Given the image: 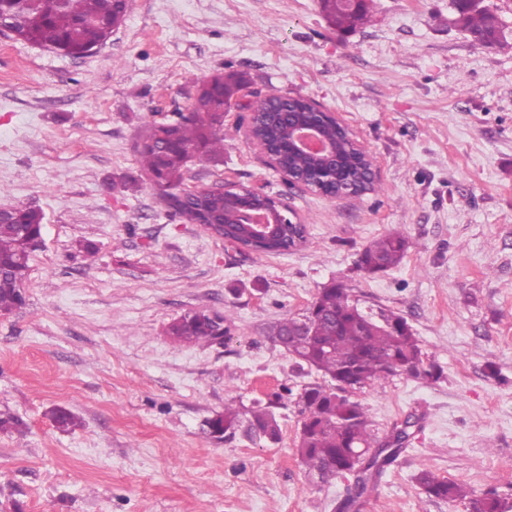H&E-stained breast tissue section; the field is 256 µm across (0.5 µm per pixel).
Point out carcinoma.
Here are the masks:
<instances>
[{
  "label": "carcinoma",
  "mask_w": 512,
  "mask_h": 512,
  "mask_svg": "<svg viewBox=\"0 0 512 512\" xmlns=\"http://www.w3.org/2000/svg\"><path fill=\"white\" fill-rule=\"evenodd\" d=\"M329 22L347 32L371 22L367 0H321ZM120 0H0V18L11 27L12 35L28 43L82 57L107 41L124 17ZM461 28L472 36L487 38L485 45L499 43L504 29L499 16L485 5L456 11ZM244 82L235 73H217L198 89L188 112H178L169 122L146 127L137 152L146 175L144 189L167 209L188 223L197 221L202 211L224 210V196L204 192H184L185 175L195 159H217L224 154V109ZM44 214L41 210L17 206L0 208V313L23 308L30 257L41 236ZM408 242L400 233H389L373 240L358 253L356 267L375 274L398 266ZM307 312L313 334L295 335L299 318L285 317L271 326L273 339L286 336L282 348L320 374L325 382L309 383L299 394L300 419L298 455L306 473L318 482H327L346 473L345 464L359 468L358 495L369 490V471L379 470L392 461L408 440L407 429L395 432L393 441L378 438L371 428L365 407L345 396L360 388L395 375L410 364H423L418 337L400 315L381 314L376 320L352 300L348 289L330 283L319 289ZM227 316L214 320L209 311L197 310L172 322L168 336L176 342L211 344L226 332ZM242 419L234 400L224 404V412L208 421L210 434L226 439L245 429L252 439L277 442L280 425L267 408L249 409ZM55 426L66 430L76 426L74 415L64 408L52 411ZM0 432L27 433L15 415L0 412ZM417 484L431 498L463 501L468 512H505V504L493 493L481 496L455 480L440 478L429 469L416 476Z\"/></svg>",
  "instance_id": "1"
}]
</instances>
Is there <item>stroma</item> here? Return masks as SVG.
<instances>
[{"instance_id":"obj_1","label":"stroma","mask_w":512,"mask_h":512,"mask_svg":"<svg viewBox=\"0 0 512 512\" xmlns=\"http://www.w3.org/2000/svg\"><path fill=\"white\" fill-rule=\"evenodd\" d=\"M484 3L504 26L492 47L453 25L451 0H375L346 35L320 0H129L81 58L0 34V207L45 216L26 304L0 314V412L28 426L0 434V512H467L423 493L425 468L512 506V0ZM219 72L248 93L224 114L223 156L186 183L274 197L306 227L288 253L225 243L140 187L144 125ZM271 94L334 112L373 157L375 191L331 199L273 168L242 106ZM395 231L403 261L356 270ZM333 280L404 317L443 371L352 392L378 436L415 422L361 496L353 475H306L297 395L318 375L266 333ZM201 309L231 313L223 344L167 336ZM231 397L271 405L280 441L211 438ZM55 407L77 425L57 429Z\"/></svg>"}]
</instances>
